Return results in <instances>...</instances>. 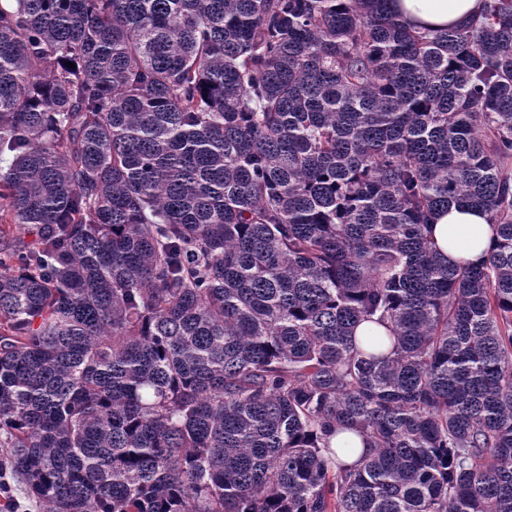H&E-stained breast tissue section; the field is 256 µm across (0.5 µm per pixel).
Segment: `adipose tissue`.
Returning <instances> with one entry per match:
<instances>
[{
    "instance_id": "1",
    "label": "adipose tissue",
    "mask_w": 512,
    "mask_h": 512,
    "mask_svg": "<svg viewBox=\"0 0 512 512\" xmlns=\"http://www.w3.org/2000/svg\"><path fill=\"white\" fill-rule=\"evenodd\" d=\"M482 5L483 0H393L391 10L409 27L440 30L465 24ZM430 236L448 262L478 265L488 257L495 230L484 212L453 205L434 215Z\"/></svg>"
}]
</instances>
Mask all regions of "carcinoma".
<instances>
[{"label":"carcinoma","instance_id":"cac0c4a2","mask_svg":"<svg viewBox=\"0 0 512 512\" xmlns=\"http://www.w3.org/2000/svg\"><path fill=\"white\" fill-rule=\"evenodd\" d=\"M389 2H0V450L39 512H512V0ZM452 205L480 267L429 239ZM482 5L483 0H394L391 11L409 27L440 30L465 24ZM431 223L430 236L448 262L479 265L487 259L495 230L484 212L452 205L434 215Z\"/></svg>","mask_w":512,"mask_h":512}]
</instances>
